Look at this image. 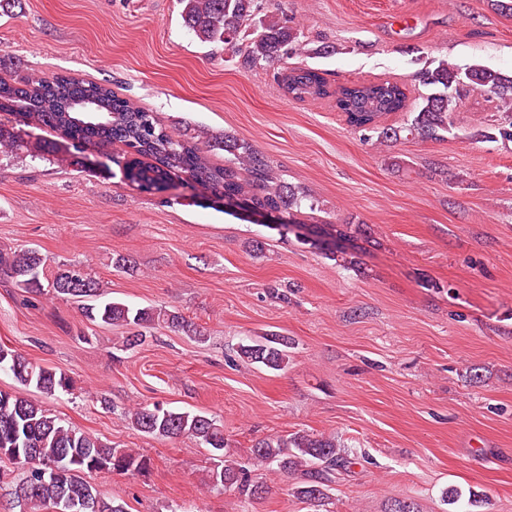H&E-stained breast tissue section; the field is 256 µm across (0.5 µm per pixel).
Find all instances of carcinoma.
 I'll return each instance as SVG.
<instances>
[{
  "mask_svg": "<svg viewBox=\"0 0 512 512\" xmlns=\"http://www.w3.org/2000/svg\"><path fill=\"white\" fill-rule=\"evenodd\" d=\"M184 25L202 43L221 46L242 55L244 65L253 67L272 62L285 48L298 43L297 30L288 18L277 13L258 14V0H180ZM248 34L245 45L241 35ZM416 79L432 89L423 98L405 130L414 137L441 140L449 131L451 114L471 92L483 93L503 115L495 125L501 139L512 141V75L483 65L461 68L441 59L416 73ZM280 86L293 100L333 98L346 122L360 130H371L388 142L400 137L399 130L380 126V119L406 108L407 94L396 82L381 81L344 85L330 90L320 73L311 69L287 68ZM96 101L103 113L100 121L84 122L76 107L84 99ZM17 105L27 109L36 122L79 142H92L106 150L115 142L130 148L125 166L142 189L160 187L172 176H183L216 198L237 200L251 194L256 210L287 215L290 231L300 232L306 241L322 244L327 253H341L352 241L349 225L301 224L293 209L304 195L274 180L264 156L248 142L229 134L214 135L201 129L173 133L153 112L119 96L112 88L89 79L53 75L28 82L0 78V111L10 112ZM211 151L227 153L225 164L215 165L199 144ZM47 145L24 143L14 129L0 124V154L13 156L26 152L32 157L45 154ZM245 172L249 180L240 178ZM0 271L21 292L32 296L53 293L81 302L84 318L102 325L129 329L123 347L132 350L145 342L143 329L155 325L174 331L186 330L198 339L205 333L182 315L155 306L133 307L112 300H99L100 284L84 269L57 263L40 251H0ZM289 338L271 335L251 339L238 346V358L260 363L272 371L288 365ZM0 371L13 374L17 383L46 396L70 395L73 378L59 367L33 363L15 350L0 360ZM131 426L148 436L163 439L187 437L209 448L214 467L207 480L241 500L250 503L263 498L266 486L254 480L251 467H264L274 473L297 474L293 487L296 497L320 507L328 499L336 476L350 471L357 460L351 448L337 446L336 439L296 432L286 438L266 437L252 449V466L233 458L224 438V427L199 412L178 411L155 405L140 406L128 412ZM9 448H30L33 458L26 463L25 475L15 488L23 499L13 495L20 512H126L123 504L105 498L85 476L93 473L138 474L149 469L150 459L129 448L108 444L99 438L65 424L48 409L18 392L0 390V460L13 461Z\"/></svg>",
  "mask_w": 512,
  "mask_h": 512,
  "instance_id": "cac0c4a2",
  "label": "carcinoma"
}]
</instances>
